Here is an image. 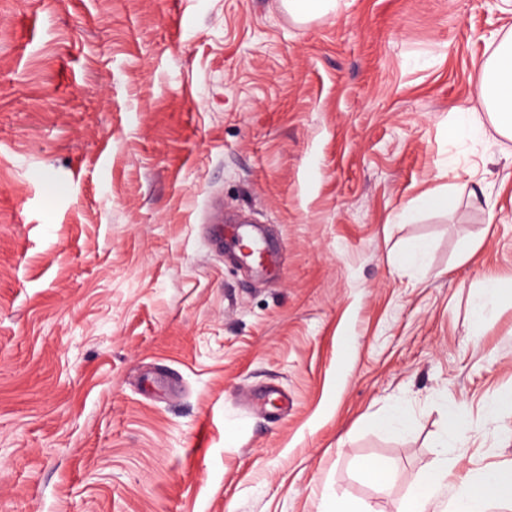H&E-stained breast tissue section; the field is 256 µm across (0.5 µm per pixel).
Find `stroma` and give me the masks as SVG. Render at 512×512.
Returning a JSON list of instances; mask_svg holds the SVG:
<instances>
[{
  "mask_svg": "<svg viewBox=\"0 0 512 512\" xmlns=\"http://www.w3.org/2000/svg\"><path fill=\"white\" fill-rule=\"evenodd\" d=\"M499 4L0 0V512H396L447 402L470 431L439 508L512 466L485 412L512 299L471 314L512 280V140L474 90ZM461 108L486 135L452 146ZM241 224L264 266L233 259ZM268 387L287 410L250 406ZM283 6L296 21L305 22L332 10L335 0H283ZM512 281L498 278H487L472 303V315L479 325L507 296L512 297ZM407 420L405 409L399 405H392L374 418V424L387 434H400L405 429Z\"/></svg>",
  "mask_w": 512,
  "mask_h": 512,
  "instance_id": "stroma-1",
  "label": "stroma"
}]
</instances>
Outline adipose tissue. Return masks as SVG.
<instances>
[{"instance_id": "ef3b65f1", "label": "adipose tissue", "mask_w": 512, "mask_h": 512, "mask_svg": "<svg viewBox=\"0 0 512 512\" xmlns=\"http://www.w3.org/2000/svg\"><path fill=\"white\" fill-rule=\"evenodd\" d=\"M475 89L487 103L496 131L512 139V33L479 66ZM446 416V433L439 438L436 458L422 475L417 489L401 499L398 512H434L438 495L447 485L452 488L448 512H488L491 502H512V467L488 469L475 480L449 485L448 474L454 463L448 458V445L466 438L468 421L460 403L447 407Z\"/></svg>"}]
</instances>
